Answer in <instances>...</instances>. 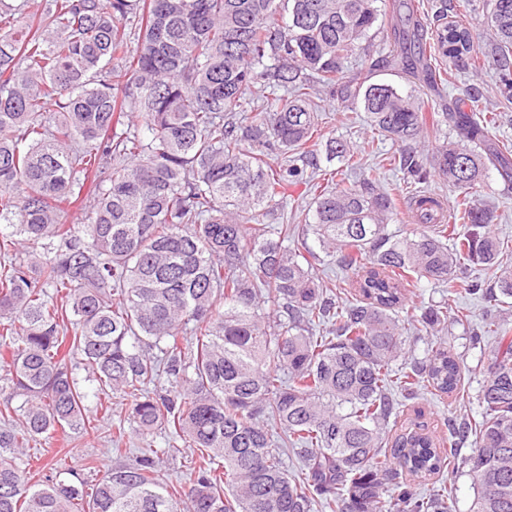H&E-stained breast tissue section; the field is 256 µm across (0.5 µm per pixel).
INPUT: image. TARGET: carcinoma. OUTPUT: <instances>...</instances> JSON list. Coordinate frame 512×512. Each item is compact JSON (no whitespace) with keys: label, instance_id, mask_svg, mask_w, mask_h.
<instances>
[{"label":"carcinoma","instance_id":"obj_1","mask_svg":"<svg viewBox=\"0 0 512 512\" xmlns=\"http://www.w3.org/2000/svg\"><path fill=\"white\" fill-rule=\"evenodd\" d=\"M380 2L0 0V223L25 247L0 265V358L21 398L0 425V512H454L432 477L459 461L474 489L469 512H512V339L499 337L490 356L481 420H448V450L419 422L388 430L422 383L458 394L466 373L441 346L409 357L407 286L451 285L471 263L498 289L489 325L512 299V247L477 198L491 166L512 190V145L488 144L494 117L467 92L471 111L442 113L458 141L429 170L422 143L434 113L389 83L360 84L370 126L399 145L393 165L415 187L414 225L388 231L399 213L375 169L316 182L315 99L348 91L345 59L371 43ZM468 2L432 0L425 24L415 0L388 3L412 25L394 34L402 59L441 100L448 60H472L468 28L448 20ZM487 5L512 93V0ZM268 87L286 94L237 116ZM326 151L358 165L347 141ZM432 171L458 191L452 224L419 188ZM307 178L313 214L301 232L260 220ZM74 207L86 223L65 222ZM321 252L355 285L350 299L317 273ZM455 308L450 294L417 322L437 333L462 322ZM79 368L99 406L114 393L130 400L142 438L194 449L182 491L156 475L174 445L92 485L76 474L30 482V443L90 428ZM402 475L431 488L387 496Z\"/></svg>","mask_w":512,"mask_h":512}]
</instances>
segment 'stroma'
Listing matches in <instances>:
<instances>
[{"instance_id":"35a3bbf8","label":"stroma","mask_w":512,"mask_h":512,"mask_svg":"<svg viewBox=\"0 0 512 512\" xmlns=\"http://www.w3.org/2000/svg\"><path fill=\"white\" fill-rule=\"evenodd\" d=\"M395 19L386 15L380 19V32L375 39L373 56L363 52H354L347 62V73L363 82H386L400 90H418L424 101H431L432 94L421 86L417 78L405 71L400 63L391 27ZM383 58V65H376V58ZM456 85L474 87L482 97V102L495 113L496 125L491 131V138L496 142H512V98L501 94L496 83L497 75L491 67L480 70L453 72ZM327 119L322 130L313 140V149L321 169L333 171L338 169V161H327L325 144L336 138L350 141L359 147L358 157L363 166H372L391 158L398 151L392 140L373 134L365 122L363 107L358 103L341 102L339 99L325 98L322 103ZM503 185L496 170H489L480 194L482 202L494 212L493 229L502 239L512 242V195H504ZM459 289L457 305L468 321L466 324H452L442 334L451 352L467 367L463 386L466 396L463 401L441 395H434L432 388L419 389L417 397L408 402L404 409L405 416H413L415 410H422L424 420L431 431L439 438L448 436V420L452 417L472 418L479 410L478 392L483 381V371L491 349L497 344L496 334L486 332L484 328L487 302L481 295L464 293L463 282H456ZM91 407L90 419L93 427L88 434L63 436L38 441L29 460V478L38 482L45 474L56 470L62 473L74 471L81 477L94 480L103 475L116 462L110 448L112 446L113 427L126 420L129 404L120 396H113L112 409L108 416L95 413V398H88Z\"/></svg>"}]
</instances>
